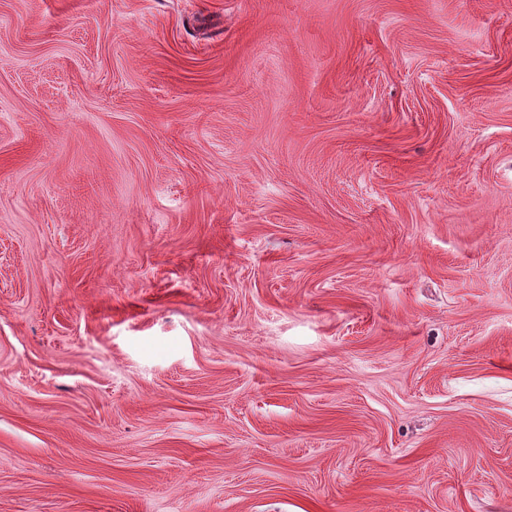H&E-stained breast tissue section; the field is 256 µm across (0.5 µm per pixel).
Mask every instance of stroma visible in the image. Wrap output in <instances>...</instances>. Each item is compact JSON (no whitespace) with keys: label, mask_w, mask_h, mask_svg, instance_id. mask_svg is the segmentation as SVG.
<instances>
[{"label":"stroma","mask_w":512,"mask_h":512,"mask_svg":"<svg viewBox=\"0 0 512 512\" xmlns=\"http://www.w3.org/2000/svg\"><path fill=\"white\" fill-rule=\"evenodd\" d=\"M0 512H512V0H0Z\"/></svg>","instance_id":"stroma-1"}]
</instances>
